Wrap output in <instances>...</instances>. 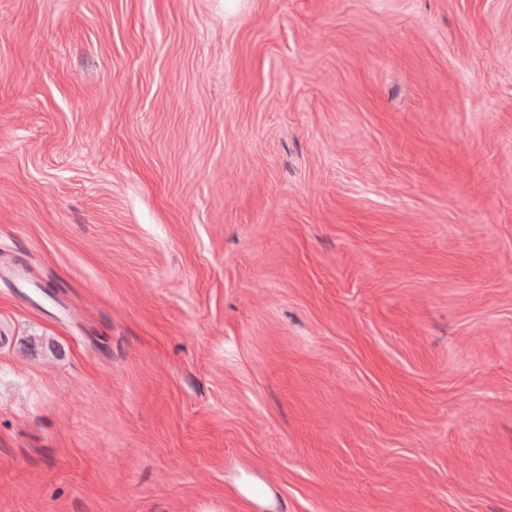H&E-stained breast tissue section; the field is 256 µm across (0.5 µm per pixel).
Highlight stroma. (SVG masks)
<instances>
[{
    "instance_id": "1",
    "label": "stroma",
    "mask_w": 512,
    "mask_h": 512,
    "mask_svg": "<svg viewBox=\"0 0 512 512\" xmlns=\"http://www.w3.org/2000/svg\"><path fill=\"white\" fill-rule=\"evenodd\" d=\"M0 512H512V0H0Z\"/></svg>"
}]
</instances>
